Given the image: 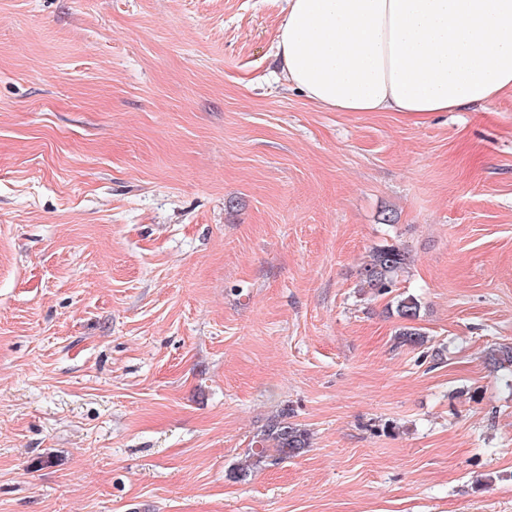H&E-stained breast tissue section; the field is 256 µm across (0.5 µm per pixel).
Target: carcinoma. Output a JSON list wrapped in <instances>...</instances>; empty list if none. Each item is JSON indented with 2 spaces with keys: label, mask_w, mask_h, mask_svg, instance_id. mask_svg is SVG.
Returning a JSON list of instances; mask_svg holds the SVG:
<instances>
[{
  "label": "carcinoma",
  "mask_w": 512,
  "mask_h": 512,
  "mask_svg": "<svg viewBox=\"0 0 512 512\" xmlns=\"http://www.w3.org/2000/svg\"><path fill=\"white\" fill-rule=\"evenodd\" d=\"M408 263L407 252L399 246H379L372 251L370 259L363 266L358 288L377 295L389 294ZM419 310L420 303L413 295H405L397 300L396 312L401 319L407 321L398 333V339L405 344L421 345L425 342L424 334L410 325L418 317ZM488 361L495 368L512 367V346L503 345L491 350ZM259 444L261 448L251 455L252 462L232 469L230 477L243 481L252 469L264 462L276 464L299 455L308 447L309 437L305 430L294 423L272 419L261 430Z\"/></svg>",
  "instance_id": "cac0c4a2"
}]
</instances>
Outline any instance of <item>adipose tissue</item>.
<instances>
[{
    "mask_svg": "<svg viewBox=\"0 0 512 512\" xmlns=\"http://www.w3.org/2000/svg\"><path fill=\"white\" fill-rule=\"evenodd\" d=\"M289 86L337 112H456L512 93V0H286Z\"/></svg>",
    "mask_w": 512,
    "mask_h": 512,
    "instance_id": "1",
    "label": "adipose tissue"
}]
</instances>
